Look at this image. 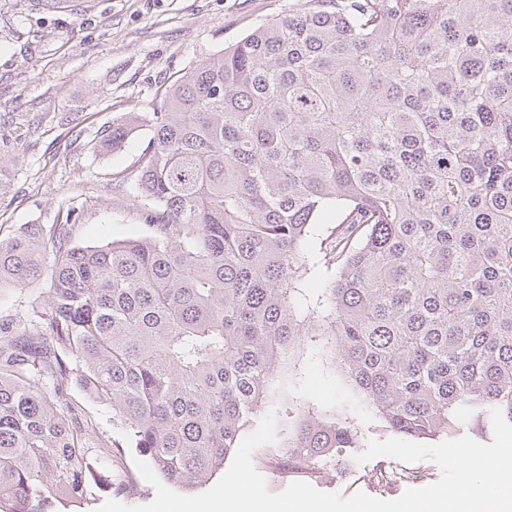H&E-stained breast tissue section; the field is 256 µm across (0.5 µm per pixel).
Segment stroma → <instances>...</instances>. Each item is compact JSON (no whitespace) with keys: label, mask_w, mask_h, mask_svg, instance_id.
Returning <instances> with one entry per match:
<instances>
[{"label":"stroma","mask_w":512,"mask_h":512,"mask_svg":"<svg viewBox=\"0 0 512 512\" xmlns=\"http://www.w3.org/2000/svg\"><path fill=\"white\" fill-rule=\"evenodd\" d=\"M301 0H0V239L23 224H71L76 246L146 233L115 173H134L153 132L141 123L121 150L101 148V133L131 112L152 111L160 83L176 79L261 21L291 13ZM49 276L25 288H0V323L44 303ZM69 397L98 437L116 444L109 464L128 474L149 503L155 491L137 470L136 449L113 426L110 407L78 387ZM430 461L390 457L365 464L337 457L313 485L350 497L395 499L436 482Z\"/></svg>","instance_id":"obj_1"}]
</instances>
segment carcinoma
I'll return each instance as SVG.
<instances>
[{
  "instance_id": "1",
  "label": "carcinoma",
  "mask_w": 512,
  "mask_h": 512,
  "mask_svg": "<svg viewBox=\"0 0 512 512\" xmlns=\"http://www.w3.org/2000/svg\"><path fill=\"white\" fill-rule=\"evenodd\" d=\"M102 137H153L130 186L149 234L0 242V287L52 245L47 300L0 330V512H64L123 482L68 386L193 489L276 409L258 460L512 423V0H303ZM318 358L350 395L303 390Z\"/></svg>"
}]
</instances>
